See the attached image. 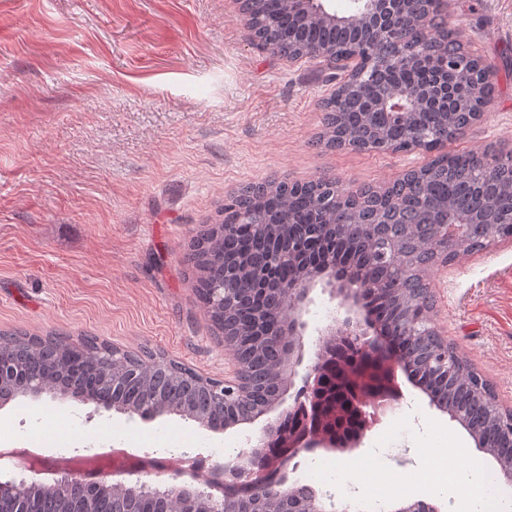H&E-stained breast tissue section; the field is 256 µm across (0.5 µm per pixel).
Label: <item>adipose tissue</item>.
I'll use <instances>...</instances> for the list:
<instances>
[{
  "label": "adipose tissue",
  "mask_w": 512,
  "mask_h": 512,
  "mask_svg": "<svg viewBox=\"0 0 512 512\" xmlns=\"http://www.w3.org/2000/svg\"><path fill=\"white\" fill-rule=\"evenodd\" d=\"M438 486L454 498L455 512H512V501L501 498L478 456H471L469 474L441 471Z\"/></svg>",
  "instance_id": "1"
}]
</instances>
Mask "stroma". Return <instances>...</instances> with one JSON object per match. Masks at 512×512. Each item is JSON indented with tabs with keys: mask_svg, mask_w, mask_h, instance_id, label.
Segmentation results:
<instances>
[{
	"mask_svg": "<svg viewBox=\"0 0 512 512\" xmlns=\"http://www.w3.org/2000/svg\"><path fill=\"white\" fill-rule=\"evenodd\" d=\"M448 25L491 65L496 93L453 151L512 153V0H448ZM344 77L256 45L238 0H0V330L90 334L161 352L199 374L230 372L186 271L187 244L240 187L318 177L383 188L428 152L326 150L323 100ZM433 324L512 408V241L428 271ZM401 398L351 451L305 456L289 482L374 512L375 482L402 500L432 472L419 448L469 432L407 376ZM266 417L213 431L177 415L143 422L48 394L0 405V448L44 440L54 461L88 448L223 462L257 444Z\"/></svg>",
	"mask_w": 512,
	"mask_h": 512,
	"instance_id": "obj_1",
	"label": "stroma"
}]
</instances>
